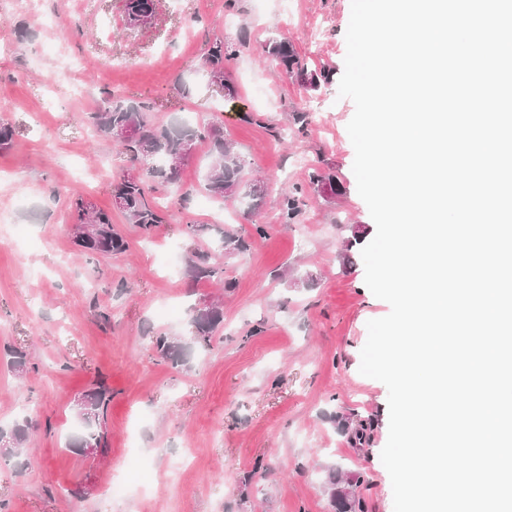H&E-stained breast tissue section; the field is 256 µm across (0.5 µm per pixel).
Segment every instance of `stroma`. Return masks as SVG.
<instances>
[{"label": "stroma", "instance_id": "stroma-1", "mask_svg": "<svg viewBox=\"0 0 512 512\" xmlns=\"http://www.w3.org/2000/svg\"><path fill=\"white\" fill-rule=\"evenodd\" d=\"M350 16L351 0H288L284 15L278 0H156L155 21L131 26L123 0L6 4L0 122L16 135L0 150V217L30 239L0 231V425L26 413L38 425L22 456L0 450V500L10 512H333L335 472L358 482L367 512H393L380 459L388 391L359 372L367 323L390 306L365 284L361 250L376 225L352 171L355 107L338 95ZM273 37L291 41L325 79L309 87L281 74L264 52ZM218 38L238 49L232 100L200 67ZM111 93L146 105L158 126L219 121L265 188L261 212L209 196L203 143L177 185L153 195L169 223L145 238L113 212L126 251L85 255L69 229L71 198L111 209L112 185L130 166L86 120ZM313 105L320 120L298 131L296 113ZM315 172L333 177L338 193L309 192ZM296 187L307 202L281 223V201ZM190 224L209 231L188 236ZM355 226L362 239H353ZM228 230L248 238L246 253L216 250ZM192 250L222 263L234 288L192 281L182 268L169 274L168 253ZM217 297L224 321L211 347H192L172 366L153 335L188 339L194 311ZM167 304L180 308L179 320L158 318ZM8 347L35 364L27 382L9 369ZM97 378L112 407L107 456L93 467L67 445L79 426L74 399ZM357 418L372 425L370 445L346 428ZM143 457L145 492L108 498V484ZM87 482L94 492L76 495Z\"/></svg>", "mask_w": 512, "mask_h": 512}]
</instances>
